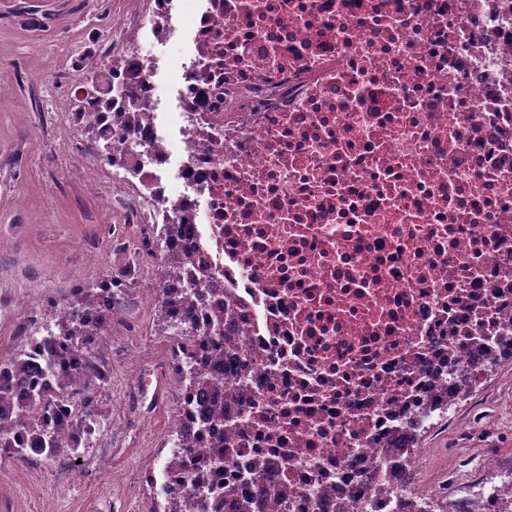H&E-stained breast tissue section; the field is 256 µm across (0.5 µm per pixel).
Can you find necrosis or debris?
I'll return each instance as SVG.
<instances>
[{"label":"necrosis or debris","mask_w":512,"mask_h":512,"mask_svg":"<svg viewBox=\"0 0 512 512\" xmlns=\"http://www.w3.org/2000/svg\"><path fill=\"white\" fill-rule=\"evenodd\" d=\"M114 25L68 128L111 133L118 251L190 253L205 300L175 321L241 317L221 480L276 461L263 512L442 503L417 436L512 359V0H144ZM219 402L178 429L223 435Z\"/></svg>","instance_id":"4bbe7bcc"}]
</instances>
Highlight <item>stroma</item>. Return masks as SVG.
<instances>
[{
    "instance_id": "35a3bbf8",
    "label": "stroma",
    "mask_w": 512,
    "mask_h": 512,
    "mask_svg": "<svg viewBox=\"0 0 512 512\" xmlns=\"http://www.w3.org/2000/svg\"><path fill=\"white\" fill-rule=\"evenodd\" d=\"M141 0H0V361L53 328L50 301L61 300L60 280L87 283L125 273L112 247L121 217L90 186L97 163L95 136L70 144L67 83L84 56L112 40V18L135 12ZM95 251L76 248V241ZM142 317L127 335L122 318ZM113 327L94 349L112 377L94 387L90 406L99 424L78 460L19 458L0 448V512H151L162 501L159 470L175 428L178 387L161 408L139 394L136 370L157 357L167 329L156 297L138 284L127 288ZM417 473L435 483L462 475L480 455L512 462V360L490 372L476 394L459 402L455 422L420 440Z\"/></svg>"
}]
</instances>
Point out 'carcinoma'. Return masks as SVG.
Wrapping results in <instances>:
<instances>
[{
  "label": "carcinoma",
  "mask_w": 512,
  "mask_h": 512,
  "mask_svg": "<svg viewBox=\"0 0 512 512\" xmlns=\"http://www.w3.org/2000/svg\"><path fill=\"white\" fill-rule=\"evenodd\" d=\"M188 261L190 258L180 252L166 257L164 276L173 287L167 289L169 296L159 302V318L168 327L172 324V297L179 294L175 285L181 283L182 270ZM110 293V279L71 288L69 302L56 313L54 334L30 341L22 352L0 362V448H8L24 459L38 456L49 461L59 454L60 442H67V448L74 454L92 436L98 425L95 415L88 412L71 420L63 412L62 404L68 400L70 389L110 380V372L92 362V337L103 333L107 314L102 306L104 296ZM233 329L234 313L226 309L224 328H204L193 322L188 331L192 338L220 335L224 345L221 365L226 380L239 366L232 345ZM176 375L203 391L213 389L217 381L215 373L205 367L188 373L178 368ZM232 431L230 423L224 429V436L205 448L196 449L191 460L184 464L177 456L169 459L170 465L184 468L192 494L199 499L198 506L204 512H223L227 501L233 502L235 512H258L260 501L267 495L269 473L275 470L273 462L266 464L262 473L240 474L230 483L218 484L212 480L213 466L225 459V435Z\"/></svg>",
  "instance_id": "carcinoma-1"
}]
</instances>
